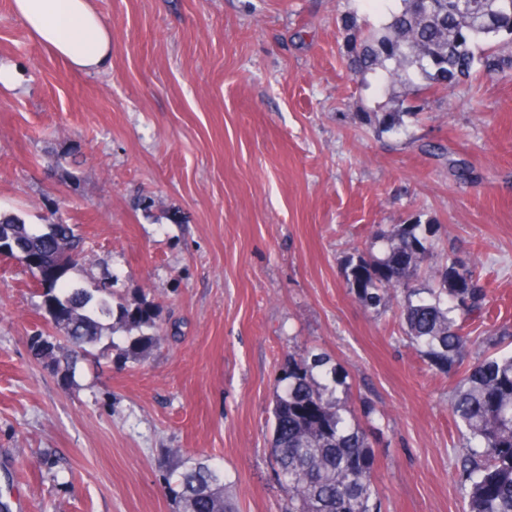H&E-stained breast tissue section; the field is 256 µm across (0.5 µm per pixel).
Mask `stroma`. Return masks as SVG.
<instances>
[{
    "instance_id": "1",
    "label": "stroma",
    "mask_w": 512,
    "mask_h": 512,
    "mask_svg": "<svg viewBox=\"0 0 512 512\" xmlns=\"http://www.w3.org/2000/svg\"><path fill=\"white\" fill-rule=\"evenodd\" d=\"M105 68L74 69L0 0V214L50 209L83 238L71 279L118 277L178 339L138 363L54 375L33 279L0 256V500L10 512H172L162 457L212 459L238 512H285L271 409L289 355L329 357L359 412L381 512H462L446 371L393 312L362 307L348 257L414 218L474 253L478 336L512 325V77L428 97L397 133L355 124L393 89L362 88L341 18L377 0H93ZM472 171L458 180L454 166Z\"/></svg>"
}]
</instances>
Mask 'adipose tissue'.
Masks as SVG:
<instances>
[{
	"mask_svg": "<svg viewBox=\"0 0 512 512\" xmlns=\"http://www.w3.org/2000/svg\"><path fill=\"white\" fill-rule=\"evenodd\" d=\"M13 10L34 38L77 70H99L112 55L110 27L91 0H13Z\"/></svg>",
	"mask_w": 512,
	"mask_h": 512,
	"instance_id": "1",
	"label": "adipose tissue"
}]
</instances>
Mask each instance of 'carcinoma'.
<instances>
[{
  "instance_id": "obj_1",
  "label": "carcinoma",
  "mask_w": 512,
  "mask_h": 512,
  "mask_svg": "<svg viewBox=\"0 0 512 512\" xmlns=\"http://www.w3.org/2000/svg\"><path fill=\"white\" fill-rule=\"evenodd\" d=\"M344 56L351 73L367 83L399 86L404 95L354 113L361 126L398 133L418 115L416 100L474 78L476 68L512 74V0H399L386 6L376 28L342 18ZM378 256L349 259L344 277L367 309L385 310L401 294L397 316L413 344L447 369L464 368L451 413L461 427L459 460L465 512H512V353H489L491 343L512 337L504 325L485 343L469 331L471 317L485 309L487 293L477 264L466 254L430 270L432 285L418 286L422 265L434 254L432 225L420 221L377 231ZM0 240L16 246L13 258L26 265L35 255L59 261L57 279L38 288L44 317L63 333L54 343L33 337L35 355L71 371L78 356L102 340L104 331L126 333L118 357L143 360L164 339L155 305L145 299L113 304L118 280L105 276L87 287L67 278L84 250L67 224L36 230L17 216L0 217ZM329 363L309 351L288 356L273 406L271 455L288 486V512H380L374 455L365 431L336 404V368L316 380ZM175 475V512H236L225 495L224 471L207 461L191 462L179 448L165 449Z\"/></svg>"
}]
</instances>
